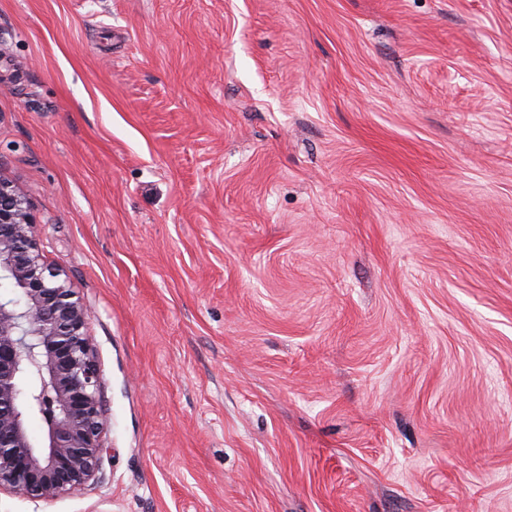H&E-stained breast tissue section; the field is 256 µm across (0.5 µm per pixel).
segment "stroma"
<instances>
[{
	"instance_id": "35a3bbf8",
	"label": "stroma",
	"mask_w": 512,
	"mask_h": 512,
	"mask_svg": "<svg viewBox=\"0 0 512 512\" xmlns=\"http://www.w3.org/2000/svg\"><path fill=\"white\" fill-rule=\"evenodd\" d=\"M0 173L112 450L0 512H512V0H0Z\"/></svg>"
}]
</instances>
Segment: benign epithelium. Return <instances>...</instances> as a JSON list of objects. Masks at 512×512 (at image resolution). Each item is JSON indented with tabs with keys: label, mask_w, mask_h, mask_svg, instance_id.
<instances>
[{
	"label": "benign epithelium",
	"mask_w": 512,
	"mask_h": 512,
	"mask_svg": "<svg viewBox=\"0 0 512 512\" xmlns=\"http://www.w3.org/2000/svg\"><path fill=\"white\" fill-rule=\"evenodd\" d=\"M29 200L0 175V493L50 501L102 475V374L87 334L91 309L39 249ZM38 416L44 438L31 436Z\"/></svg>",
	"instance_id": "1"
}]
</instances>
